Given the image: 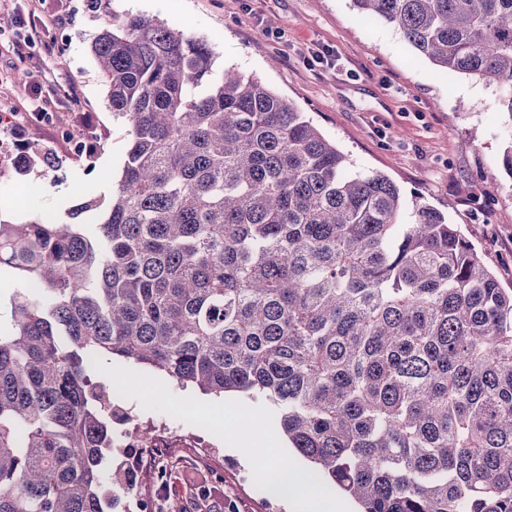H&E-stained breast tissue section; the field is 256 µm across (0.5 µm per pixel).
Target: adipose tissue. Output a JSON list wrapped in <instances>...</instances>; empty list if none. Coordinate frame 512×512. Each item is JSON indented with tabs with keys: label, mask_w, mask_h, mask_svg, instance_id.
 <instances>
[{
	"label": "adipose tissue",
	"mask_w": 512,
	"mask_h": 512,
	"mask_svg": "<svg viewBox=\"0 0 512 512\" xmlns=\"http://www.w3.org/2000/svg\"><path fill=\"white\" fill-rule=\"evenodd\" d=\"M259 476L281 487L285 495L291 496L295 512H354L350 501L343 498L327 499L308 484L302 471L287 465L270 462L260 471Z\"/></svg>",
	"instance_id": "obj_1"
}]
</instances>
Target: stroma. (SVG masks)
Returning <instances> with one entry per match:
<instances>
[{
	"label": "stroma",
	"instance_id": "1",
	"mask_svg": "<svg viewBox=\"0 0 512 512\" xmlns=\"http://www.w3.org/2000/svg\"><path fill=\"white\" fill-rule=\"evenodd\" d=\"M160 19L206 41L214 70L256 76L305 112L357 170L381 172L404 197L419 196L461 225L486 266L512 289V177L502 168L512 145V118L501 91L476 77L443 74L418 60L383 20H362L351 0H0V27L22 19V35L35 41L24 56L0 47V139L26 140L15 128L22 114L53 112L57 125L39 124V143L52 166L0 178V220L25 223L48 214L67 221L70 205L91 201L79 223H97L120 176L129 127L114 118L108 90L90 44L108 13ZM65 32L69 46L56 49ZM67 97H58V89ZM469 109L457 111L459 100ZM89 133L87 152L72 154L59 128ZM95 380L122 396L136 423L167 421L200 431L220 445L218 454L172 442L159 455L146 448L116 453L114 463L145 469L154 457L162 475L141 482L138 493L153 512H287L281 495L254 466L224 447L214 398L200 410L165 374L131 363L97 369ZM252 413L234 431L250 445L278 448L287 438L273 425L270 404L253 399Z\"/></svg>",
	"mask_w": 512,
	"mask_h": 512
}]
</instances>
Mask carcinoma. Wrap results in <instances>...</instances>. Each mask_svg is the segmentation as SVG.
Masks as SVG:
<instances>
[{"label": "carcinoma", "instance_id": "obj_1", "mask_svg": "<svg viewBox=\"0 0 512 512\" xmlns=\"http://www.w3.org/2000/svg\"><path fill=\"white\" fill-rule=\"evenodd\" d=\"M442 72L502 89L512 0H352ZM130 140L103 220L0 222V512H112L114 360L273 403L309 479L360 512H512V289L254 77L155 18L91 43ZM35 142L16 170L42 163ZM410 222H403L405 209Z\"/></svg>", "mask_w": 512, "mask_h": 512}]
</instances>
